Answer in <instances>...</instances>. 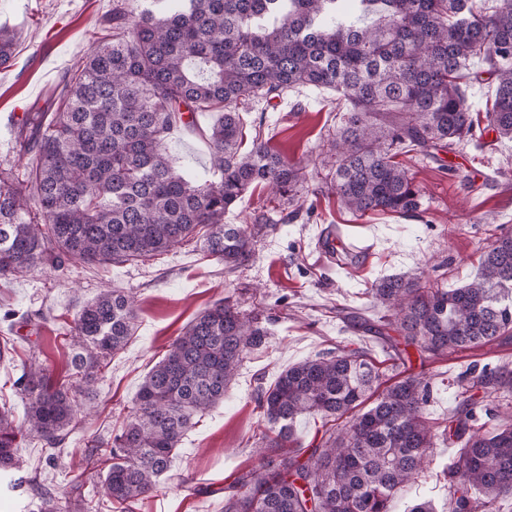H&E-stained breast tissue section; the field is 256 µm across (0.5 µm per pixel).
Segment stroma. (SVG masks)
Listing matches in <instances>:
<instances>
[{
  "label": "stroma",
  "instance_id": "35a3bbf8",
  "mask_svg": "<svg viewBox=\"0 0 512 512\" xmlns=\"http://www.w3.org/2000/svg\"><path fill=\"white\" fill-rule=\"evenodd\" d=\"M111 13L112 0H0V25L17 32L12 65L0 69V161L23 168L17 129L6 123L9 113L43 104L45 95L85 59ZM342 114L334 91L301 87L271 104L254 105L244 118L262 120L272 147L312 169L320 164L315 143L335 131ZM483 141V148L444 154L439 164L402 156V164L424 191L420 216L363 217L359 221L370 226L378 246L342 273L319 258L314 241L326 225L357 220L327 193L284 230L258 242L249 264L230 274L190 244L146 265L87 266L72 261L61 272L45 269L0 280V345L16 347L12 360L0 361V408L17 418L23 402L12 383L29 356H36L53 376L79 384V375L68 372V331L83 302L102 289L121 288L135 296L138 315L126 348L99 371L94 398L75 395L78 407H93L85 430L72 432L56 451L38 438L20 437L23 482L15 490H0V512H38L41 487L66 494L70 472L84 466L88 436H113L133 407L140 384L175 336L198 312L234 293L264 305L274 320V335L247 355L224 402L199 419L184 438L167 479L137 509L224 512V488L253 457L254 436L264 428L254 403L258 388L273 385L288 366L339 344L363 345L375 359H384L381 344L345 327L335 307L376 317L366 290L378 275L444 273L450 284L470 282L494 230L512 231V141L497 140L490 130ZM169 146L178 170L207 177L210 150L203 137L180 131ZM505 362L512 363V338L448 353L426 364V372L434 376L430 416L442 419L456 408L454 381L459 373ZM459 456L457 445H438L434 462L398 494L393 512H407L419 501L430 502L434 512H451L442 464Z\"/></svg>",
  "mask_w": 512,
  "mask_h": 512
}]
</instances>
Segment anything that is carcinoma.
<instances>
[{"label": "carcinoma", "instance_id": "obj_1", "mask_svg": "<svg viewBox=\"0 0 512 512\" xmlns=\"http://www.w3.org/2000/svg\"><path fill=\"white\" fill-rule=\"evenodd\" d=\"M152 3L170 8H148L130 24L116 0L112 32L20 125L30 162L20 178L0 167V279L59 271L67 261L144 263L195 239L230 274L288 222L272 210L250 224L224 223L258 185L296 204L294 214L301 198L327 188L356 217H417L422 190L395 158L437 161L483 147L468 99L484 73L494 87L486 127L512 139V0H497L490 14L476 0ZM15 42L0 27V65L13 61ZM303 86L345 102L341 125L317 145L322 168L309 173L284 159L259 127L241 151L242 113ZM199 114L212 122L199 126ZM180 130L207 140L211 176L175 170L168 141ZM479 261L463 286L422 273L371 281L381 325L360 327L382 340L386 359L338 344L283 370L256 397L268 429L254 438L257 460L226 487L224 512H392L439 439L464 448L446 466L452 512H499L512 499V368L462 372L457 407L441 423L426 412L430 378L403 371L412 349L423 365L512 335V233L495 237ZM136 318L119 288L79 308L70 366L85 386L125 349ZM271 324L231 296L197 314L145 376L121 429L86 441V469L70 475V495H43L41 512L92 509L89 468L104 475L112 508L135 512L169 472L194 418L224 400L246 355L273 336ZM13 386L24 397L23 427L0 411V475L10 482L21 430L55 448L82 425L69 384L35 359L21 364ZM306 415L330 423L307 445L294 433Z\"/></svg>", "mask_w": 512, "mask_h": 512}]
</instances>
